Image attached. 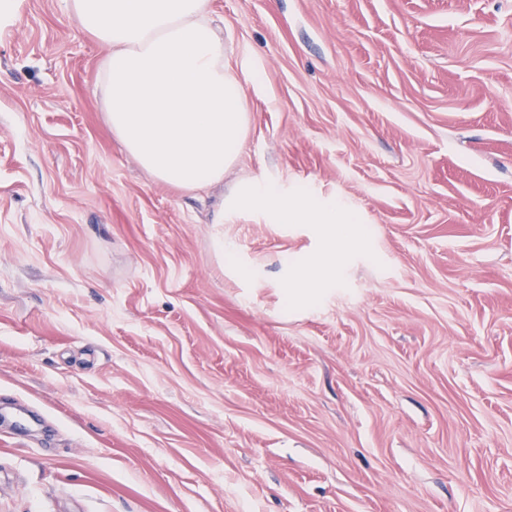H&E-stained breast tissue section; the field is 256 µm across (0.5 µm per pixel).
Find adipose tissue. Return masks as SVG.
I'll return each mask as SVG.
<instances>
[{
  "instance_id": "adipose-tissue-1",
  "label": "adipose tissue",
  "mask_w": 512,
  "mask_h": 512,
  "mask_svg": "<svg viewBox=\"0 0 512 512\" xmlns=\"http://www.w3.org/2000/svg\"><path fill=\"white\" fill-rule=\"evenodd\" d=\"M67 7L75 25L109 49L99 68L102 109L142 168L189 190L223 181L242 150L249 115L240 76L210 24V0H67ZM242 202L267 206L279 224L328 229L331 249L319 260L292 265V295L335 287L343 268L335 244L363 243L342 202L287 199L260 182Z\"/></svg>"
}]
</instances>
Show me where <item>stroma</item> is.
I'll return each mask as SVG.
<instances>
[{"label": "stroma", "mask_w": 512, "mask_h": 512, "mask_svg": "<svg viewBox=\"0 0 512 512\" xmlns=\"http://www.w3.org/2000/svg\"><path fill=\"white\" fill-rule=\"evenodd\" d=\"M222 184L109 129L66 0L0 25V512H512V0H211ZM343 200L341 283L287 306ZM241 202L266 205L279 224H321L329 230L330 247L322 258L291 266L288 289L293 296L313 295L319 289L333 288L339 283L343 262L336 261V242L363 245L357 223L346 215V207L340 201L314 200L305 196L286 199L271 184L257 182L250 186Z\"/></svg>", "instance_id": "stroma-1"}]
</instances>
